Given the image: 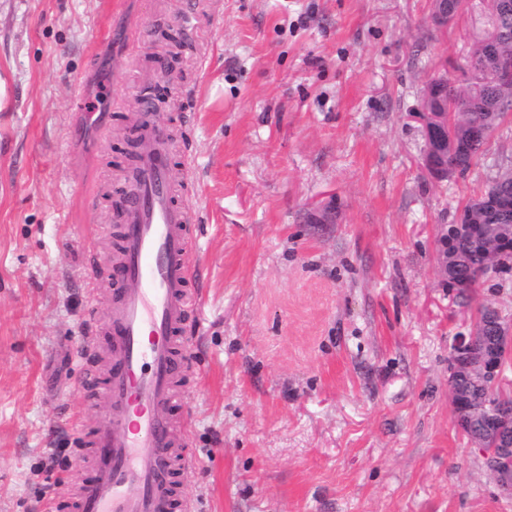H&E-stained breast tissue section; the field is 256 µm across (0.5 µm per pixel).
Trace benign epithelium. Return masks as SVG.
<instances>
[{
	"mask_svg": "<svg viewBox=\"0 0 512 512\" xmlns=\"http://www.w3.org/2000/svg\"><path fill=\"white\" fill-rule=\"evenodd\" d=\"M496 78L505 90L512 89V60L498 61ZM439 96L438 86H433L432 105H425L415 113L425 138L421 165L425 172L436 180H446L460 172L458 158L467 144L448 137V113L436 110ZM470 235L485 246L483 269L499 276L512 273V225L471 224ZM439 266L443 273L456 267L458 259L448 247V232L440 235L438 252ZM494 328L493 341L487 345L478 344L483 335L484 322H475L468 332L458 333L450 351L449 388L457 424L466 429L475 409L470 400L457 386L460 375H468L487 387H497L503 378L504 360L512 354V322L505 319L498 310L487 308L485 322ZM490 437L478 442L483 452L485 465L490 474L506 492H512V436L506 437L489 428Z\"/></svg>",
	"mask_w": 512,
	"mask_h": 512,
	"instance_id": "7a95c632",
	"label": "benign epithelium"
}]
</instances>
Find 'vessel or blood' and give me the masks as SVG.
Segmentation results:
<instances>
[{
  "mask_svg": "<svg viewBox=\"0 0 512 512\" xmlns=\"http://www.w3.org/2000/svg\"><path fill=\"white\" fill-rule=\"evenodd\" d=\"M135 125L133 189L116 223L95 228L98 236L120 238L104 270L112 310L92 318L77 355L93 363L107 342V409L90 437L89 475L65 500V512H185L177 471L194 463L172 414L189 367L184 328L197 299L188 263L191 214L175 197L166 131L149 95L141 97Z\"/></svg>",
  "mask_w": 512,
  "mask_h": 512,
  "instance_id": "1",
  "label": "vessel or blood"
}]
</instances>
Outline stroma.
Returning <instances> with one entry per match:
<instances>
[{"label": "stroma", "instance_id": "obj_1", "mask_svg": "<svg viewBox=\"0 0 512 512\" xmlns=\"http://www.w3.org/2000/svg\"><path fill=\"white\" fill-rule=\"evenodd\" d=\"M431 0H0V512H59L105 411L75 359L106 316L112 221L143 89L195 213L192 371L175 419L188 512H512L459 430L452 338L478 305L438 268L442 225L512 156V122L465 173L420 166L431 77L470 84L483 27ZM181 70L155 82L167 48ZM94 112L87 120L85 112ZM335 218L315 223L318 206ZM56 455L54 471L44 462ZM448 1V8L445 7V2ZM477 5L471 7L467 6L464 0H434V9L432 13V21L438 27H448V10H454L457 15L463 10L473 9L476 10Z\"/></svg>", "mask_w": 512, "mask_h": 512}]
</instances>
